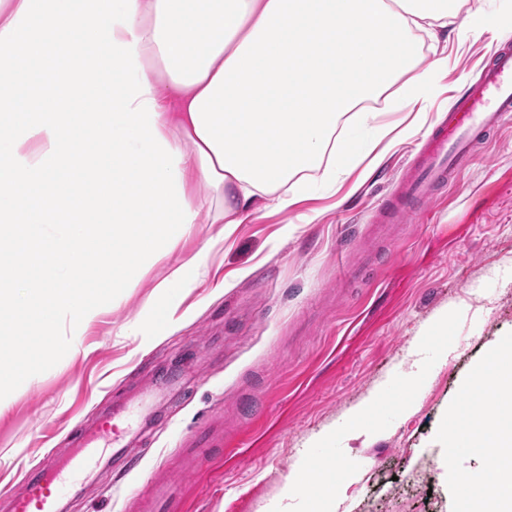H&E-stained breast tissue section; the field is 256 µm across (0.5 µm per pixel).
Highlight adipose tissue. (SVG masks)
I'll use <instances>...</instances> for the list:
<instances>
[{
    "instance_id": "obj_1",
    "label": "adipose tissue",
    "mask_w": 512,
    "mask_h": 512,
    "mask_svg": "<svg viewBox=\"0 0 512 512\" xmlns=\"http://www.w3.org/2000/svg\"><path fill=\"white\" fill-rule=\"evenodd\" d=\"M0 0V334L37 358L57 307L91 319L209 210L233 226L347 180L365 144L405 138L456 22L496 33L478 0ZM401 85L403 129L365 103ZM206 188L197 197L192 185ZM459 436L497 479L479 512H512V413Z\"/></svg>"
}]
</instances>
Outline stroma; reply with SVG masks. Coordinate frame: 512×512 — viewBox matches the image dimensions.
<instances>
[{
  "label": "stroma",
  "mask_w": 512,
  "mask_h": 512,
  "mask_svg": "<svg viewBox=\"0 0 512 512\" xmlns=\"http://www.w3.org/2000/svg\"><path fill=\"white\" fill-rule=\"evenodd\" d=\"M503 42L512 43V15L493 37L449 32L427 126ZM423 139L416 133L370 174L231 233L195 225L90 320L77 325L59 311L44 362L0 339L24 372L0 386V512L3 491L21 486L49 449L67 447L86 415L133 396L134 370L144 383L182 373L187 391L144 424L138 469L101 462L64 512H140L154 480L182 493V512H268L286 486L297 504L320 490L316 457L347 468L335 512H458L477 497L492 476L448 430L479 417L466 388L512 343V122L428 217L377 233L369 218ZM202 251L193 287L159 289ZM161 304L182 325L152 336ZM202 426L220 438L224 461L180 478L176 450Z\"/></svg>",
  "instance_id": "35a3bbf8"
}]
</instances>
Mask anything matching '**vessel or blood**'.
<instances>
[{"instance_id": "vessel-or-blood-1", "label": "vessel or blood", "mask_w": 512, "mask_h": 512, "mask_svg": "<svg viewBox=\"0 0 512 512\" xmlns=\"http://www.w3.org/2000/svg\"><path fill=\"white\" fill-rule=\"evenodd\" d=\"M512 120V45L496 47L478 79L459 94L448 109L447 122L435 125L423 152L402 173L391 197L392 210L377 212L378 224H403L420 218L425 204L436 201L456 183L478 150ZM132 414L119 409L98 419L77 447L50 460L25 478V490L13 497L10 512H60L64 498L74 497L99 463L105 449L125 456L137 437ZM202 431H195L183 450L185 472L200 474L222 462V455L202 448ZM150 512H179L178 501L166 484L147 485Z\"/></svg>"}]
</instances>
